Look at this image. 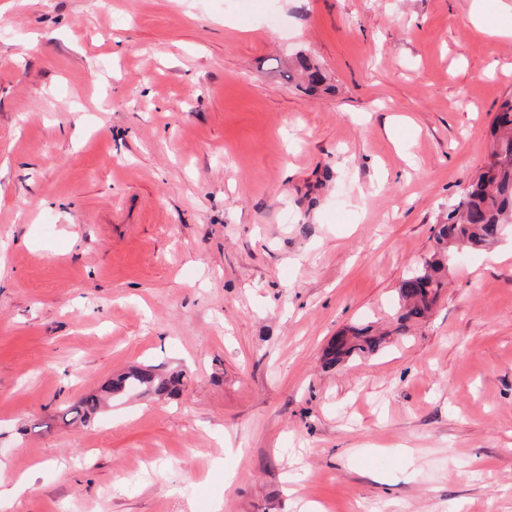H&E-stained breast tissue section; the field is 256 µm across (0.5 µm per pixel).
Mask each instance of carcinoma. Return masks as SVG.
<instances>
[{
  "instance_id": "1",
  "label": "carcinoma",
  "mask_w": 512,
  "mask_h": 512,
  "mask_svg": "<svg viewBox=\"0 0 512 512\" xmlns=\"http://www.w3.org/2000/svg\"><path fill=\"white\" fill-rule=\"evenodd\" d=\"M488 158L489 169L479 172L458 202L448 208L446 220L436 224L430 255L402 280L398 289L400 327L429 314L458 251L485 249L512 224V99L501 103L492 121ZM383 343L384 335L372 326H355L327 351V360L334 365L375 353ZM182 378L181 374L163 376L151 366L134 367L113 379L104 391L114 395L142 390L159 398L170 397L179 393ZM101 403L102 395L89 394L67 407L65 417L85 425Z\"/></svg>"
}]
</instances>
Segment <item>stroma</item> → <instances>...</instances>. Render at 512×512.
<instances>
[{
  "instance_id": "1",
  "label": "stroma",
  "mask_w": 512,
  "mask_h": 512,
  "mask_svg": "<svg viewBox=\"0 0 512 512\" xmlns=\"http://www.w3.org/2000/svg\"><path fill=\"white\" fill-rule=\"evenodd\" d=\"M511 96L512 0H0V512H512V229L396 330ZM384 340V335L374 331L371 325L352 327L327 351L328 363L334 365L361 354L375 353L380 350ZM183 374L163 376L152 366L134 367L113 379L104 392L123 394L134 390H143L159 398L175 396L182 385ZM102 403V395L100 394H89L81 398L77 403L68 406L65 410V419L69 418V422L77 423L82 425L87 424L90 421L92 415L98 412Z\"/></svg>"
}]
</instances>
